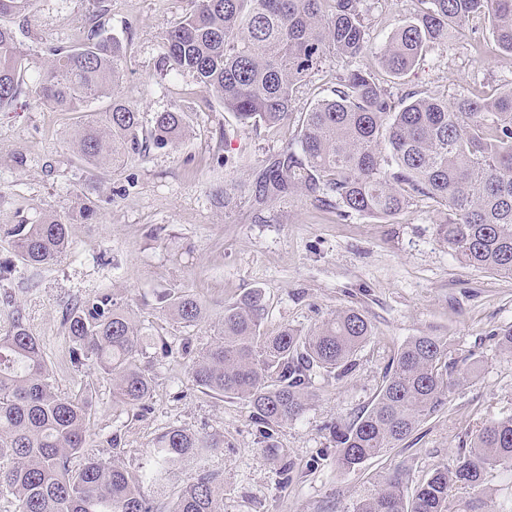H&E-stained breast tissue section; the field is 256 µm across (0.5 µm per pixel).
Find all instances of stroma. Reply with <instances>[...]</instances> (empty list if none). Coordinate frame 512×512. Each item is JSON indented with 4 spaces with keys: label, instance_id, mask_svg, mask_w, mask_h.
<instances>
[{
    "label": "stroma",
    "instance_id": "35a3bbf8",
    "mask_svg": "<svg viewBox=\"0 0 512 512\" xmlns=\"http://www.w3.org/2000/svg\"><path fill=\"white\" fill-rule=\"evenodd\" d=\"M194 0H33L10 19L23 49L40 57L68 47L96 22L127 43L123 95L145 115L186 112L190 128L177 148L150 150L119 171L90 169L78 159V116L35 99L24 87L0 109V224H33L90 199L98 217L72 229L58 262L25 270L0 303V329L20 313L39 336L59 392L91 391L89 452L129 468L152 440L172 426L220 433L224 449L211 469L224 512H350L381 475L402 469L404 491L444 462L467 454L488 421L512 415V355L497 344L512 324V279L460 263L438 232L439 204L419 198L385 222L365 215L338 217L327 199L293 189L259 191L261 175L297 136L296 123L244 127L186 74L161 68L165 32L189 13ZM365 20L382 42L413 13L415 0H365ZM488 23L477 18L452 45L432 50L400 82L394 99L426 92L454 99L461 92L512 87V57L483 53ZM347 68L326 59L308 79L296 109L305 112L331 95ZM265 298L261 332L310 330L336 312L355 308L373 334L344 377L311 371L312 396L304 414L277 428L269 451L239 399L202 393L192 382L193 354L214 341L225 303L252 289ZM165 291H185L204 315L186 325L161 308ZM111 295L145 338L136 364L154 380L145 408L112 402V382L96 364L71 360L63 315L76 303ZM438 336L448 360L463 370L482 362L477 378L456 387L445 407L397 448L353 471L336 466L330 428L368 410L391 359L413 336Z\"/></svg>",
    "mask_w": 512,
    "mask_h": 512
}]
</instances>
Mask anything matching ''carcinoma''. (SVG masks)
I'll list each match as a JSON object with an SVG mask.
<instances>
[{
	"mask_svg": "<svg viewBox=\"0 0 512 512\" xmlns=\"http://www.w3.org/2000/svg\"><path fill=\"white\" fill-rule=\"evenodd\" d=\"M33 0H0V19L26 12ZM411 18L378 46L364 22L363 0H196V8L164 36L170 70L192 75L244 127L275 126L293 118L297 94L328 57L360 60L339 79L334 96L299 119L300 152L288 147L260 180L266 195L290 188L336 198L340 215L394 218L417 197L447 207L439 234L457 259L476 270L512 278V88L493 94L463 92L453 101L411 95L401 108L379 72L407 75L435 45L452 43L474 18L489 21V44L512 56V0H416ZM124 41L97 25L67 48L36 63L0 22V108L21 94L35 67V93L60 112H78L77 155L86 165L118 169L151 148L175 147L188 127L186 112L144 113L121 94ZM378 70H373V67ZM103 97L109 106L95 111ZM98 206L50 213L36 224H0L26 269L48 266L69 250L72 228L90 224ZM174 317L191 325L200 301L186 292L158 297ZM261 293L224 305L217 340L189 366L206 393L248 402L273 450L272 430L306 410L310 370L342 376L373 336L371 324L347 309L301 333L286 327L263 336ZM65 326L76 363L92 359L113 381V403L143 407L152 378L135 363L143 343L129 313L107 294L73 305ZM438 336H413L397 350L371 408L334 426L336 464L354 469L397 447L442 410L454 386L478 376L475 360L456 373ZM92 397L80 388L55 391L40 339L19 315L0 332V499L13 512H155L149 492L167 491L176 471L194 470L176 491L169 512H223L209 459L224 436L173 426L152 442L134 469L85 453ZM84 455L74 471L71 458ZM512 471V416L486 424L467 455L435 469L413 496L404 474L384 477L350 512H496L483 495L488 471ZM473 491L456 500L452 486Z\"/></svg>",
	"mask_w": 512,
	"mask_h": 512,
	"instance_id": "carcinoma-1",
	"label": "carcinoma"
}]
</instances>
